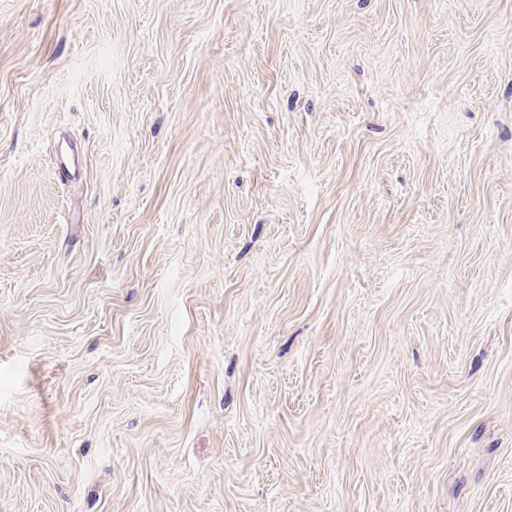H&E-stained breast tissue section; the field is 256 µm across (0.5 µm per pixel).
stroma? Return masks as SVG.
Listing matches in <instances>:
<instances>
[{
    "label": "stroma",
    "mask_w": 512,
    "mask_h": 512,
    "mask_svg": "<svg viewBox=\"0 0 512 512\" xmlns=\"http://www.w3.org/2000/svg\"><path fill=\"white\" fill-rule=\"evenodd\" d=\"M0 512H512V0H0Z\"/></svg>",
    "instance_id": "1"
}]
</instances>
